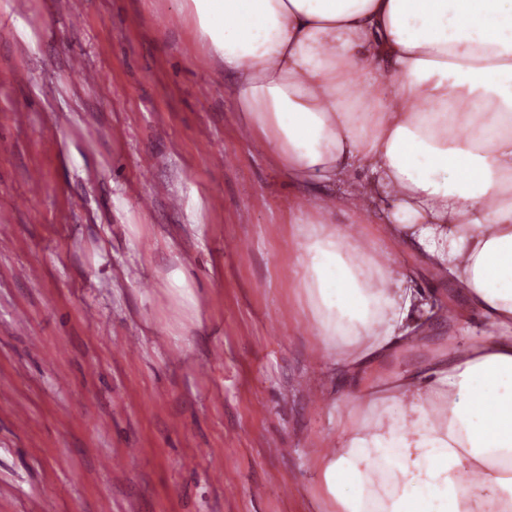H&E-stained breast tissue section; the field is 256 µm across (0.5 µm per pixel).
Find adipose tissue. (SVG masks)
<instances>
[{"label": "adipose tissue", "mask_w": 512, "mask_h": 512, "mask_svg": "<svg viewBox=\"0 0 512 512\" xmlns=\"http://www.w3.org/2000/svg\"><path fill=\"white\" fill-rule=\"evenodd\" d=\"M243 128L311 212L289 210L302 316L354 417L312 455L327 512H512V0H186ZM363 215L381 227L335 221ZM489 331L391 385L363 368L444 300Z\"/></svg>", "instance_id": "adipose-tissue-1"}]
</instances>
